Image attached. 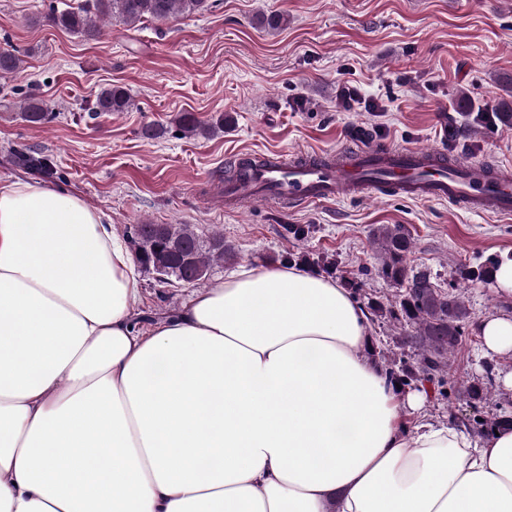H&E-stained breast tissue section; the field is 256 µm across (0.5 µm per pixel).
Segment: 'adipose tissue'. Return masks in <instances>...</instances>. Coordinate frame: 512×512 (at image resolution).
I'll return each instance as SVG.
<instances>
[{"label": "adipose tissue", "instance_id": "adipose-tissue-1", "mask_svg": "<svg viewBox=\"0 0 512 512\" xmlns=\"http://www.w3.org/2000/svg\"><path fill=\"white\" fill-rule=\"evenodd\" d=\"M139 304L101 213L0 183V512H512V429L411 423L336 280L243 266L146 333ZM477 331L512 354V315Z\"/></svg>", "mask_w": 512, "mask_h": 512}]
</instances>
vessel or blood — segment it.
Wrapping results in <instances>:
<instances>
[{
    "label": "vessel or blood",
    "instance_id": "vessel-or-blood-1",
    "mask_svg": "<svg viewBox=\"0 0 512 512\" xmlns=\"http://www.w3.org/2000/svg\"><path fill=\"white\" fill-rule=\"evenodd\" d=\"M388 189L409 198L456 203L476 213L512 215L511 168L452 160L435 148L371 143L311 157L248 156L240 175L225 182L224 202L294 208Z\"/></svg>",
    "mask_w": 512,
    "mask_h": 512
}]
</instances>
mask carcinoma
Masks as SVG:
<instances>
[{
    "mask_svg": "<svg viewBox=\"0 0 512 512\" xmlns=\"http://www.w3.org/2000/svg\"><path fill=\"white\" fill-rule=\"evenodd\" d=\"M207 8L208 0H83L77 7L55 12L52 20L57 27L90 41L101 36L102 22L106 20L114 19L135 28L146 21H163ZM21 66L22 60L17 54L8 50L0 52L1 76L17 73ZM133 106L134 101L124 87L110 85L97 92L93 113L127 112ZM21 115L25 122L38 127L53 119V113L34 93L29 94ZM230 121L231 117L220 115L204 123L192 112H182L175 118L176 126L185 136H208ZM13 163L43 176L53 175L55 169L52 155L30 150L15 151ZM134 234L132 242L137 244L138 263L145 268L157 265L168 268L167 279L174 283L189 281L201 287L207 283L209 271L232 256L221 234L203 237L191 224H138ZM372 243L378 274L397 288V294L386 303L370 297L367 308L372 315L387 319L395 332L397 347L408 350L416 364L398 359L374 343L370 345V353L392 385L404 389L427 382L439 396L446 397V376L462 344L466 324L471 318L470 308L456 286L447 290L433 281L430 271L408 265L414 238L406 225H377L372 230ZM501 264V260L491 259L475 270L460 271V278L493 281ZM493 381L492 369L488 368L481 379L465 383L459 396L471 403L485 402L491 396ZM474 424L479 434L511 426L512 411L501 408L474 420Z\"/></svg>",
    "mask_w": 512,
    "mask_h": 512,
    "instance_id": "carcinoma-1",
    "label": "carcinoma"
}]
</instances>
